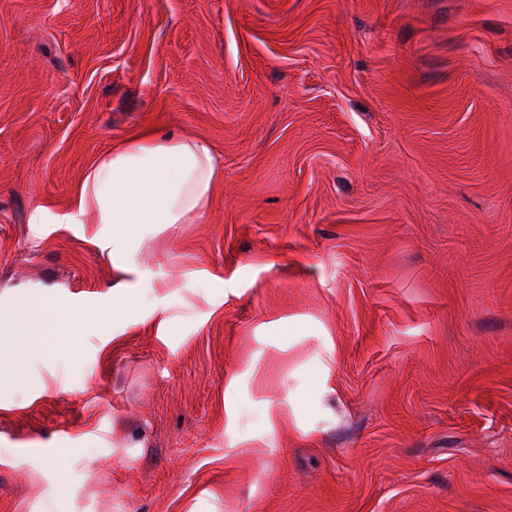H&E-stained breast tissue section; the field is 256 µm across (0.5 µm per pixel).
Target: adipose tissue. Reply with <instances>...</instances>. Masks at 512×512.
I'll list each match as a JSON object with an SVG mask.
<instances>
[{"instance_id": "obj_1", "label": "adipose tissue", "mask_w": 512, "mask_h": 512, "mask_svg": "<svg viewBox=\"0 0 512 512\" xmlns=\"http://www.w3.org/2000/svg\"><path fill=\"white\" fill-rule=\"evenodd\" d=\"M220 165L208 140L149 133L114 145L88 169L71 210L62 214L34 207L33 226L94 224L112 266L148 280L137 259L156 235L200 217L210 200ZM11 357L0 386L24 372L30 344L41 336H77L85 325L80 308H58L47 299L21 296L0 303Z\"/></svg>"}]
</instances>
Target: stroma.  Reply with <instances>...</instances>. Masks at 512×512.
<instances>
[{"mask_svg": "<svg viewBox=\"0 0 512 512\" xmlns=\"http://www.w3.org/2000/svg\"><path fill=\"white\" fill-rule=\"evenodd\" d=\"M168 131L224 176L116 315L28 215ZM16 290L86 323L0 391V512H512V0H0Z\"/></svg>", "mask_w": 512, "mask_h": 512, "instance_id": "stroma-1", "label": "stroma"}]
</instances>
